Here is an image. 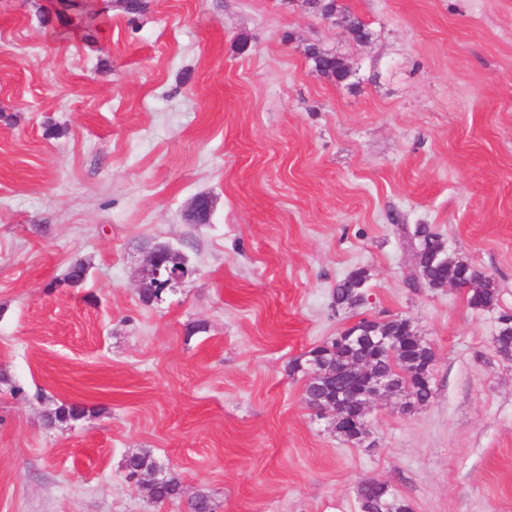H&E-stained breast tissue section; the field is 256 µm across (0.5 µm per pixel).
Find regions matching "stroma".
Returning <instances> with one entry per match:
<instances>
[{"label": "stroma", "instance_id": "35a3bbf8", "mask_svg": "<svg viewBox=\"0 0 512 512\" xmlns=\"http://www.w3.org/2000/svg\"><path fill=\"white\" fill-rule=\"evenodd\" d=\"M111 0L85 40L52 0H0V512H512V0ZM342 57L318 75L304 50ZM208 202L205 223L190 214ZM495 279L493 310L415 277L404 230ZM168 244L196 270L144 304ZM81 286L61 280L74 262ZM369 273L368 303L336 284ZM371 315L434 350V397L376 401L362 445L290 362ZM76 421L46 425L63 402ZM149 451L182 499L128 480ZM306 1H325L324 5L336 14L338 24L348 30L359 42H366L371 38V31L364 21L356 14L352 13L341 0H306ZM323 5V6H324ZM307 55L313 62L316 71L328 78L333 77L337 81H344L350 75V70L348 66H345L344 60L336 54L312 45L308 47ZM369 274L365 269L359 268L350 273L344 280L336 285L333 292L337 308L355 310L360 308L365 297L361 295L366 286ZM85 413V408L75 403L63 402L56 405L45 415L46 424L49 426L57 422H67L76 419ZM159 482L153 489L152 496L155 502L163 503L165 500L173 501L181 497L182 488L178 478L174 475L158 477ZM361 512H413L411 504L383 481L367 482L359 487Z\"/></svg>", "mask_w": 512, "mask_h": 512}]
</instances>
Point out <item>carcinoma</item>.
Returning a JSON list of instances; mask_svg holds the SVG:
<instances>
[{
	"instance_id": "cac0c4a2",
	"label": "carcinoma",
	"mask_w": 512,
	"mask_h": 512,
	"mask_svg": "<svg viewBox=\"0 0 512 512\" xmlns=\"http://www.w3.org/2000/svg\"><path fill=\"white\" fill-rule=\"evenodd\" d=\"M325 5L336 14L338 24L348 30L359 42H366L371 38V31L364 21L352 13L341 0H325ZM56 7L61 13H70L77 17V28L83 32L84 38L92 37L102 21L105 7L95 0H57ZM307 55L313 62L316 71L338 81L346 80L350 70L345 66L344 60L328 51L314 45L308 47ZM415 235L421 238V244L415 250L416 271L423 279L424 284L430 288H443L448 285V279L454 277L464 262L455 263V268L435 256L431 246L442 243L440 236L434 233L428 226L420 225ZM88 273L86 264L78 261L71 265L68 273L62 279V283L68 286L80 284ZM369 274L359 268L350 273L344 280L336 285L333 292L336 307L348 310L360 308L365 297L361 295L366 286ZM482 279L483 286L478 290L468 291V305L476 310H492L498 305L499 291L495 280L490 276L477 273ZM499 319L504 324L497 327L493 344L498 353L503 354L512 351V314H503ZM408 319H400V323H389L387 328L396 333L400 342L418 343L417 352L424 356L432 353L431 347L417 334L406 332ZM317 362H329L339 368L357 370L361 362H370L381 371L389 373L396 384L395 395L405 399L404 407L412 409L429 403L434 396L431 375L420 378L412 372V368L406 363L405 354H383L367 347L361 350L352 349L345 342L344 335H339L333 340L314 347L307 353L303 361L297 360L292 364L291 372L313 373V364ZM344 380L340 379L329 384L323 380L311 376L305 389L304 399L311 408H317L325 403L326 390L343 386ZM85 408L75 403L62 402L56 405L45 415L46 424L49 426L57 422H67L81 417ZM124 468L128 475L134 477L138 474L151 473L155 470L154 462L147 452L131 453L124 459ZM182 488L178 478L174 475L161 476L153 489L152 496L155 502L162 503L166 500L173 501L181 497ZM358 499L361 512H413L411 504L397 495L391 487L383 481L367 482L359 487ZM190 512H216L217 506L210 494L205 490L198 491L189 502Z\"/></svg>"
}]
</instances>
